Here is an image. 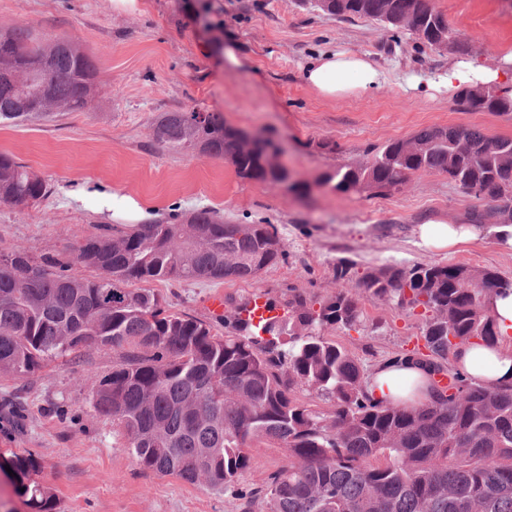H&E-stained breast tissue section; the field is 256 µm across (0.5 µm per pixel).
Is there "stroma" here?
Returning a JSON list of instances; mask_svg holds the SVG:
<instances>
[{"mask_svg":"<svg viewBox=\"0 0 512 512\" xmlns=\"http://www.w3.org/2000/svg\"><path fill=\"white\" fill-rule=\"evenodd\" d=\"M199 3L137 0L125 10L112 0H0V29L25 24L36 35L75 41L95 59L99 80L84 111L51 122L0 124V152L50 188L28 207L0 204V248L62 254L111 223V213L94 199H72L85 184L134 198L156 220L208 207L234 224L274 225L286 255L255 279L154 282L171 311L213 324L219 333L221 303L264 293L283 298L292 287L326 294L335 289L343 261L359 272L382 264H464L512 279V250L493 238L453 252L416 246L417 225L465 224L488 206L447 176L416 173L392 195L342 194L318 183L324 172L428 126H476L512 136L506 117L459 111L445 92L407 89V76L443 73L454 50H435L406 32L387 33L366 18L309 12L294 0H209L204 18L197 15ZM431 3L485 64L497 65L503 49L512 48V0ZM335 48L368 55L387 71V82L344 99L319 97L302 70L317 53ZM190 108L222 113L230 125L273 139L307 193L243 180L224 160L160 145L153 134L159 114ZM327 142L335 151L324 150ZM361 305L362 324L332 336L366 369L416 348L419 316L368 299ZM116 359L111 349L93 347L29 377L0 375V455L38 458L39 478L54 489L61 512H237L231 494L142 469L111 421L93 412L88 393ZM250 457L244 488L264 486L284 463L283 449L264 445Z\"/></svg>","mask_w":512,"mask_h":512,"instance_id":"1","label":"stroma"}]
</instances>
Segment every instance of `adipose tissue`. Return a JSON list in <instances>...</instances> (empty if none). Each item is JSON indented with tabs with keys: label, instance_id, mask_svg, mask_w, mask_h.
Here are the masks:
<instances>
[{
	"label": "adipose tissue",
	"instance_id": "1",
	"mask_svg": "<svg viewBox=\"0 0 512 512\" xmlns=\"http://www.w3.org/2000/svg\"><path fill=\"white\" fill-rule=\"evenodd\" d=\"M304 82L323 98L336 100L379 88L384 73L365 56L343 50L318 54L305 67ZM477 85L512 86V49L503 51L496 67L467 58L449 63L447 70L433 80L412 79V88L437 92H455ZM75 201L96 199L101 208L113 217L143 221L145 212L132 198L109 193L91 186L73 192ZM484 229L478 224H422L417 228L421 246L430 250H453L478 241ZM492 311L499 331L495 346L473 343L458 349L457 366L476 381L491 384H512V293L497 297ZM432 378L415 361L392 357L378 364L368 379V391L378 401L396 405H414L428 399Z\"/></svg>",
	"mask_w": 512,
	"mask_h": 512
}]
</instances>
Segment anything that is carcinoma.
<instances>
[{
  "mask_svg": "<svg viewBox=\"0 0 512 512\" xmlns=\"http://www.w3.org/2000/svg\"><path fill=\"white\" fill-rule=\"evenodd\" d=\"M300 7L338 18L364 17L401 31L398 18L415 0H297ZM418 30L434 46L452 29L431 3L419 5ZM49 74V83L43 76ZM98 68L74 42L38 38L23 25L0 31V123L48 122L88 108ZM464 111L512 115V97L496 86L483 100L461 92ZM154 136L175 151L223 159L243 180L276 183L288 168L268 169L271 139L243 153L219 112L161 113ZM411 139L428 146L403 150L404 140L373 149L366 162L329 171L335 192L399 191L417 172L446 174L464 193L495 206L474 213L496 223L512 204V138L477 127H426ZM46 181L0 153V204L33 205ZM285 257L271 224H230L210 208L171 221L103 225L70 258L39 260L22 249H0V374L26 377L48 363L92 347L119 354L112 372L89 391L93 411L112 419L125 447L148 470L175 475L216 492H231L243 512L263 500L267 512H512V387L473 381L450 363L473 341L498 339L490 301L512 290L491 270L431 261L368 267L356 290L324 296L288 289L280 301L264 294L231 302L225 333L167 310L146 284L248 280ZM96 272L93 278L72 273ZM400 310L421 309L425 362L434 381L429 400L411 408L374 401L367 370L326 332L362 322L360 298ZM266 316L255 320V311ZM332 402L320 412L299 398ZM286 451L284 465L261 488L238 487L250 449ZM16 476L32 512H59L54 491L37 481L32 455L0 461Z\"/></svg>",
  "mask_w": 512,
  "mask_h": 512,
  "instance_id": "cac0c4a2",
  "label": "carcinoma"
}]
</instances>
